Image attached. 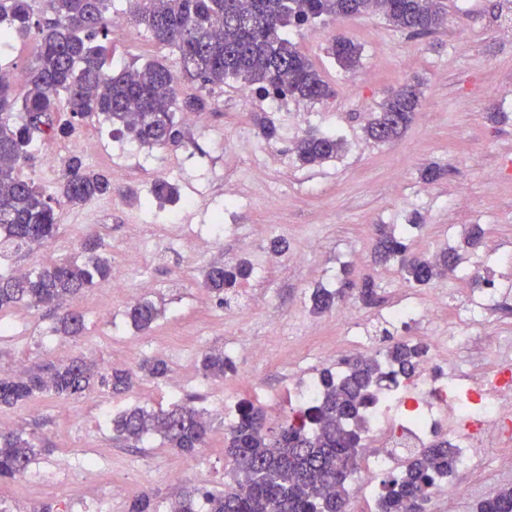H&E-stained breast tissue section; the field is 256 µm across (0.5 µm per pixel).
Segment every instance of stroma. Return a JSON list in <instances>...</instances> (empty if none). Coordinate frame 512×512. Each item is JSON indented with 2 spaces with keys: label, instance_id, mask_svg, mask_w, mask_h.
Listing matches in <instances>:
<instances>
[{
  "label": "stroma",
  "instance_id": "1",
  "mask_svg": "<svg viewBox=\"0 0 512 512\" xmlns=\"http://www.w3.org/2000/svg\"><path fill=\"white\" fill-rule=\"evenodd\" d=\"M448 21L429 36H416L390 25L380 16L346 20L319 19L304 29L289 28L325 81L334 98L309 105L305 126L294 125L289 114L270 109L264 98L243 104L239 85L227 81L223 93L206 96L204 107L179 113L185 142L118 160L112 148L118 140L101 118L79 122L67 140L39 142L22 176L47 194H54L61 174L52 159L82 156L95 169L111 174L120 194L98 196L77 205L57 207L60 235L54 243L0 256V272L31 268L75 253L90 229L101 232L105 256L113 270L125 274L126 294L113 299L109 320L97 311L102 288L86 292L77 302L85 316L83 336H52L49 309L22 306L0 312L12 330L0 337V371L21 365H53L86 355L99 364L136 368L145 358H164L172 375L182 376L179 392L168 381H142L129 392L113 396L101 391L77 400L37 397L14 407L0 408V419L35 438L49 451L29 470V481L0 483V502L11 512H126L141 492L155 494L167 504L179 486L197 485L217 492L231 483L232 463L224 452V402L243 399L269 409L287 408L288 387L302 376L316 377L335 369L327 356L338 337L356 334L381 342L390 304L407 295L421 300L434 292L449 296L434 324L447 330L448 321L473 288L472 280L449 275L426 286L405 283L396 264H375L372 247L381 231L417 218L409 238L412 252L426 256L457 245L466 228L481 225L480 243L470 249L465 264L494 279L501 294L474 329L461 351L470 367L492 359L501 336L512 335V269L501 261L512 255V168L502 163L512 153V0H446ZM340 33L361 49L360 65L348 72L326 52L329 37ZM109 61L120 68L157 59L175 66L176 55L141 29L129 26L125 35L103 40ZM420 82L423 98L403 135L390 143L367 140L364 126L387 93L406 82ZM267 113L279 137L265 140L253 115ZM340 129L346 141L337 159L319 166L300 165L293 144L304 130ZM440 165L435 182L422 180L423 170ZM497 179H488V171ZM175 183L180 193L196 198L182 219L191 234L174 238L170 210L140 206L157 179ZM237 203L220 243H209L204 230L213 211L224 205L226 188ZM474 202L471 210L456 208L459 199ZM143 243L136 261H128L122 246L131 235ZM253 237L250 285L263 288L266 302L253 307L246 293L219 303L201 286L204 270L240 258L238 239ZM281 237L289 251L303 250L306 264L282 261L266 265L269 242ZM348 264L353 279L378 282L374 305L350 299L356 322H344L337 312L313 313L312 289L329 284ZM150 300L162 309L149 329H136L129 309L136 300ZM272 343L267 358L255 361L249 343ZM233 349L236 377L205 378L202 354ZM195 396L196 407L214 421L203 448L186 456L152 439L146 447L113 443L110 417L141 405L167 406L175 396ZM72 466L58 474L61 460ZM80 483L81 498L71 486Z\"/></svg>",
  "mask_w": 512,
  "mask_h": 512
}]
</instances>
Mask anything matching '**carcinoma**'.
I'll list each match as a JSON object with an SVG mask.
<instances>
[{
  "label": "carcinoma",
  "mask_w": 512,
  "mask_h": 512,
  "mask_svg": "<svg viewBox=\"0 0 512 512\" xmlns=\"http://www.w3.org/2000/svg\"><path fill=\"white\" fill-rule=\"evenodd\" d=\"M138 24L158 44L176 52L179 72L159 61H147L118 71L106 67L105 49L96 39L109 31L112 0H44L46 16L34 18L32 0H0V51L12 39L30 33L40 51L30 67L22 99L10 81L0 76V246L19 249L42 246L59 234L55 206L80 204L112 191L99 171L70 157L56 192L49 196L33 181L18 174L32 157L36 140L72 135L74 121L100 114L115 125V133L143 148L179 145L185 139L179 112H193L202 103L183 96L181 82L199 84L210 93L232 79L262 97L293 99L316 104L332 98L335 90L314 68L308 56L288 39L283 29L304 27L321 17L342 18L374 13L392 26L419 36L440 28L446 19L443 0H134ZM328 50L339 65L354 70L358 45L342 36L331 38ZM419 86L404 84L381 104L379 115L365 128L366 139L386 143L399 137L420 105ZM345 149L344 140L328 131L309 130L294 143L304 165H320ZM178 188L164 180L153 184L144 204L174 203ZM408 227L391 229L375 247L377 258L397 262L405 280L426 285L454 274L461 255L450 247L431 259L407 257ZM103 238L95 230L80 240V251L23 275L0 273V310L15 305L57 310L51 331L81 336L84 314L69 304L85 289L112 278V267L101 257ZM251 275L243 260L211 267L202 287L224 300ZM378 285H361L343 271L339 286L319 287L310 295L312 310L324 313L353 293L375 300ZM161 314L149 301L130 309L134 326L148 329ZM427 348L397 340L373 356H357L345 369L321 371L315 384L318 398L290 409L275 423L263 408L243 401L224 436L231 458L234 483L221 492L185 487L169 501L168 512H343L348 507L346 484L358 466L367 414L379 395L412 378ZM236 367L224 351L211 350L202 360L204 377L222 379ZM170 371L163 359L148 358L138 371H102L91 359L75 357L55 365L49 373H1L0 406L13 407L36 395L79 397L95 387L113 393L133 388L141 379H159ZM112 439L137 448L154 436L169 447L192 456L211 431L205 412L191 400L176 401L166 409L134 406L111 420ZM48 448L45 442L21 430L0 431V482L26 473ZM457 469L456 448L446 437L436 438L414 455L405 469L382 481L378 512H413L432 499V489ZM153 496L142 493L128 512H158ZM477 512H512V486L482 500Z\"/></svg>",
  "instance_id": "carcinoma-1"
}]
</instances>
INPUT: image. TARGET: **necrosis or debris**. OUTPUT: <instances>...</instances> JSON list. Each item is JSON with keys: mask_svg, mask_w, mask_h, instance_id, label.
<instances>
[{"mask_svg": "<svg viewBox=\"0 0 512 512\" xmlns=\"http://www.w3.org/2000/svg\"><path fill=\"white\" fill-rule=\"evenodd\" d=\"M497 294L494 285L474 291L453 336H431V354L401 388L388 391L368 425V453L350 480L349 492L370 499L380 475L398 471L401 461L428 444L432 433L450 435L459 468H467L488 448H512V336L478 372H469L450 353L466 343Z\"/></svg>", "mask_w": 512, "mask_h": 512, "instance_id": "1", "label": "necrosis or debris"}]
</instances>
